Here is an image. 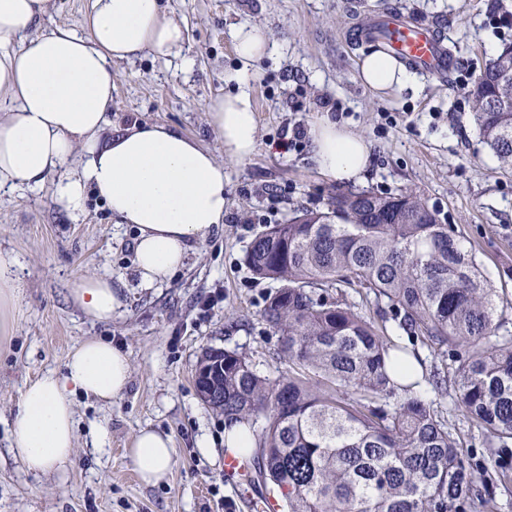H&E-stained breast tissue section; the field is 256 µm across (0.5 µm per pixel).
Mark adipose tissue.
Returning <instances> with one entry per match:
<instances>
[{
  "label": "adipose tissue",
  "instance_id": "adipose-tissue-1",
  "mask_svg": "<svg viewBox=\"0 0 512 512\" xmlns=\"http://www.w3.org/2000/svg\"><path fill=\"white\" fill-rule=\"evenodd\" d=\"M50 0H0V196L51 186L72 218L89 197L101 198L120 223L137 230L135 262L145 287L182 269L193 245L224 221V166L194 138L161 124L111 129L112 64L144 55L177 60L187 40L163 0H90L86 34L41 21ZM358 78L374 94L390 96L410 81L408 70L375 51L359 62ZM213 100L209 121L224 154L245 160L257 144V115L247 86ZM321 174L361 180L369 142L329 117L309 130ZM17 258L0 252V331L12 328L21 282ZM82 314L108 322L119 305L108 276H84L73 291ZM128 356L92 337L69 353L61 372L27 382L10 422L13 456L35 474L65 464L76 445L75 394L111 402L126 389ZM141 480L154 485L173 466L170 438L140 430L129 450Z\"/></svg>",
  "mask_w": 512,
  "mask_h": 512
}]
</instances>
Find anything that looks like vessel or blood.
<instances>
[{"instance_id": "1", "label": "vessel or blood", "mask_w": 512, "mask_h": 512, "mask_svg": "<svg viewBox=\"0 0 512 512\" xmlns=\"http://www.w3.org/2000/svg\"><path fill=\"white\" fill-rule=\"evenodd\" d=\"M358 40L378 43L387 53L429 77L443 78L452 66L448 45L430 24L387 12L358 31Z\"/></svg>"}]
</instances>
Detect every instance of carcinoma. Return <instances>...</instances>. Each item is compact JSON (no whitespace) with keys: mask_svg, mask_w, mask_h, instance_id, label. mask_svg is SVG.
Returning a JSON list of instances; mask_svg holds the SVG:
<instances>
[{"mask_svg":"<svg viewBox=\"0 0 512 512\" xmlns=\"http://www.w3.org/2000/svg\"><path fill=\"white\" fill-rule=\"evenodd\" d=\"M471 95L483 143L512 165V112L497 110L512 77L487 66ZM246 262L281 283L262 317L281 337L288 375L262 376L228 349L205 351L197 368L224 392L210 407L252 430L256 478L277 486L287 512H466L476 471L417 394L421 379H399L408 348L346 296L319 294L367 288L424 345L466 344L457 402L512 455V336L499 333V295L453 230L413 193H341L325 212L268 226Z\"/></svg>","mask_w":512,"mask_h":512,"instance_id":"obj_1","label":"carcinoma"}]
</instances>
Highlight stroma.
I'll use <instances>...</instances> for the list:
<instances>
[{
  "label": "stroma",
  "instance_id": "stroma-1",
  "mask_svg": "<svg viewBox=\"0 0 512 512\" xmlns=\"http://www.w3.org/2000/svg\"><path fill=\"white\" fill-rule=\"evenodd\" d=\"M187 29L184 52L192 69L144 56L112 65L113 125L160 123L192 136L223 157L207 106L234 91L231 76L248 69L258 120L253 155L225 159L224 222L192 248L167 282L144 287L137 273L134 225L117 223L106 204L90 197L72 219L50 187L0 197V251L19 260L22 288L9 343L0 346V512H251L252 494L278 497L273 485L227 477L224 456L199 454L208 438L224 446V417L194 385L206 348L245 351L257 372L286 375L279 337L262 318L277 282L255 279L246 255L271 224L301 210H327L339 193L416 194L450 225L471 251L501 299L502 330L512 334V166L482 143L462 75L479 72L512 44V0H164ZM398 8L445 28L453 65L447 80L417 75L389 97L358 80L369 46L351 33L372 16ZM266 29L274 53L244 63L233 32ZM330 117L363 135L372 157L360 183L324 177L311 145L286 149L294 126ZM90 273L112 278L120 307L111 321L94 322L76 307L72 291ZM348 295L375 325L417 349L426 369L452 374L455 364L377 315L364 288L329 289ZM97 337L128 354L131 374L121 397L103 403L75 396L76 448L68 463L34 474L10 452L8 423L27 381L62 370L73 349ZM448 420L461 452L483 475L471 512H512V459L503 460L454 394L425 392ZM152 428L173 441L175 464L156 485L142 484L129 456L137 432Z\"/></svg>",
  "mask_w": 512,
  "mask_h": 512
}]
</instances>
